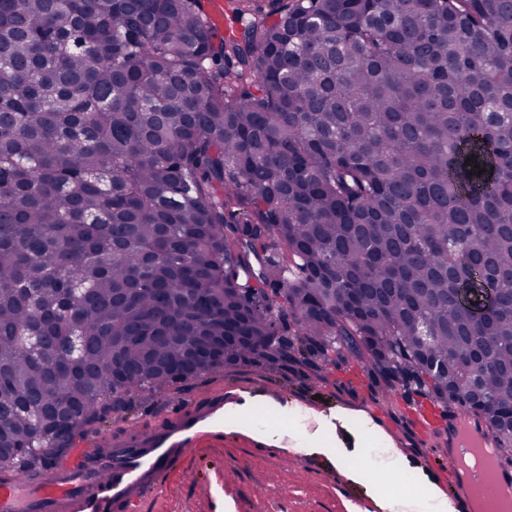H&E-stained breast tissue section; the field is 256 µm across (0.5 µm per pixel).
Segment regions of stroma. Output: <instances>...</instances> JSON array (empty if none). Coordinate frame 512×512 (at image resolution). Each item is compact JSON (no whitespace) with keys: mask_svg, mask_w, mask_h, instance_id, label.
<instances>
[{"mask_svg":"<svg viewBox=\"0 0 512 512\" xmlns=\"http://www.w3.org/2000/svg\"><path fill=\"white\" fill-rule=\"evenodd\" d=\"M223 389L227 397L248 394L251 405L224 426V439L193 450L166 490L142 499L138 512H382L368 496V482L381 485L394 512H416L427 483L447 497L445 461L423 445L408 414V402L386 399L383 380L361 365H325L318 358L230 364L169 388L132 394L127 410L95 428L107 435L149 425L174 403H188ZM380 427L383 445H364L362 418ZM330 435L329 451L300 453L304 440ZM408 466H392L389 450ZM365 462L366 479L353 482L337 471L334 457Z\"/></svg>","mask_w":512,"mask_h":512,"instance_id":"35a3bbf8","label":"stroma"}]
</instances>
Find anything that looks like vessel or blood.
<instances>
[{"label": "vessel or blood", "instance_id": "vessel-or-blood-1", "mask_svg": "<svg viewBox=\"0 0 512 512\" xmlns=\"http://www.w3.org/2000/svg\"><path fill=\"white\" fill-rule=\"evenodd\" d=\"M229 409L217 390L172 407L147 428L94 437L72 461L37 475L0 474V512H137L141 499L160 493L189 452L205 441L222 440ZM410 418L425 443L447 434L451 485H460L472 452L492 449L486 468L469 478L471 498L482 512H512V477H505L498 440L483 422L466 411L448 412L429 403L413 407Z\"/></svg>", "mask_w": 512, "mask_h": 512}]
</instances>
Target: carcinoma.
Listing matches in <instances>:
<instances>
[{"instance_id": "obj_1", "label": "carcinoma", "mask_w": 512, "mask_h": 512, "mask_svg": "<svg viewBox=\"0 0 512 512\" xmlns=\"http://www.w3.org/2000/svg\"><path fill=\"white\" fill-rule=\"evenodd\" d=\"M226 2L0 0V471L308 354L512 465V0ZM458 302L462 308L473 314L479 321L484 322L492 312L491 306L494 299L489 295L482 300L478 289L466 287L459 290Z\"/></svg>"}]
</instances>
